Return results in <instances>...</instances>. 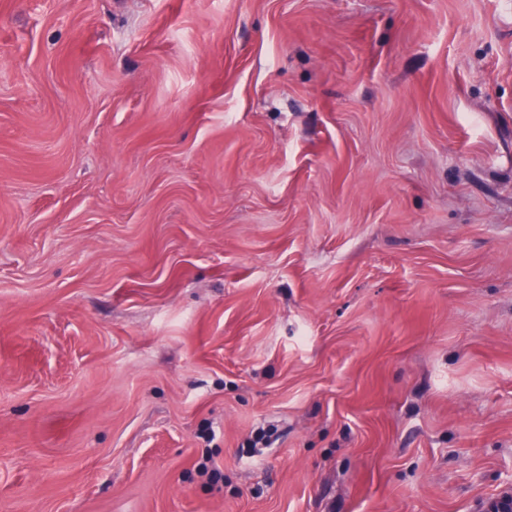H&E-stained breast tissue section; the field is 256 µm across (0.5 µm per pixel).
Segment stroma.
<instances>
[{
    "instance_id": "35a3bbf8",
    "label": "stroma",
    "mask_w": 512,
    "mask_h": 512,
    "mask_svg": "<svg viewBox=\"0 0 512 512\" xmlns=\"http://www.w3.org/2000/svg\"><path fill=\"white\" fill-rule=\"evenodd\" d=\"M512 493V0H0V512Z\"/></svg>"
}]
</instances>
